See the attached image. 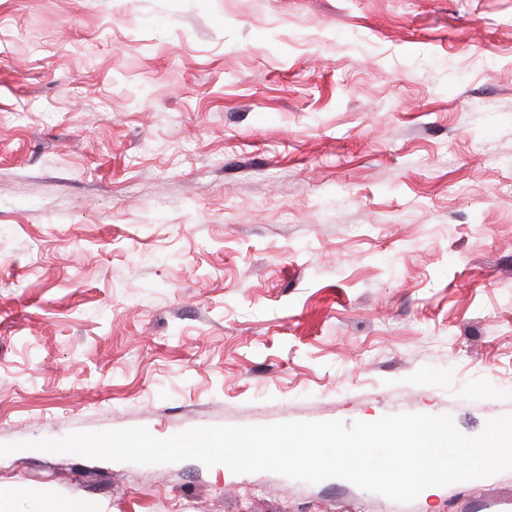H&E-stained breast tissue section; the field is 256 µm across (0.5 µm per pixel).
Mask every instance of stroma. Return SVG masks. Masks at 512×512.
<instances>
[{
    "mask_svg": "<svg viewBox=\"0 0 512 512\" xmlns=\"http://www.w3.org/2000/svg\"><path fill=\"white\" fill-rule=\"evenodd\" d=\"M512 414V0H0V444ZM512 512L20 450L0 512Z\"/></svg>",
    "mask_w": 512,
    "mask_h": 512,
    "instance_id": "1",
    "label": "stroma"
}]
</instances>
